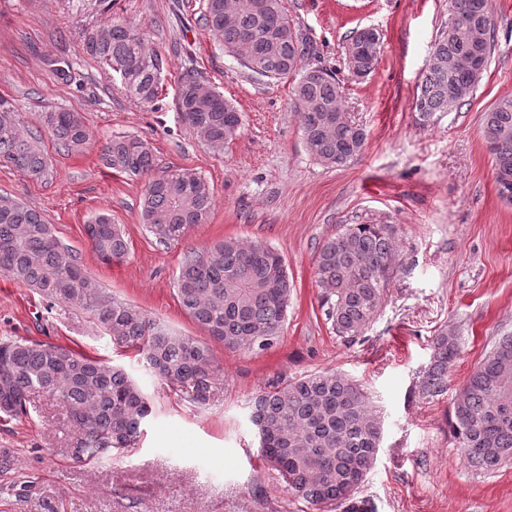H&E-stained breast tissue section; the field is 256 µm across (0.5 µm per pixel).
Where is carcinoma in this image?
Masks as SVG:
<instances>
[{
    "mask_svg": "<svg viewBox=\"0 0 512 512\" xmlns=\"http://www.w3.org/2000/svg\"><path fill=\"white\" fill-rule=\"evenodd\" d=\"M492 0H448V22L433 46V61L422 78L415 110L422 124L457 109L479 85L491 54ZM202 25L243 67L269 79L296 74L311 45L288 18L283 0H206ZM371 29L353 32L344 47L351 75L367 78L379 63L381 44L362 52ZM88 55L124 78L125 90L153 105L159 96L162 56L148 48L132 26L108 21L83 33ZM58 81L71 84L65 58L49 60ZM177 110L197 138L213 149L235 140L240 112L199 74L181 78ZM291 105L310 155L327 167H342L364 149L366 132L343 109L336 73L310 69L292 87ZM43 126L59 149L83 150L88 133L78 112L47 114ZM483 136L492 156L499 195L512 202V96L498 98L484 113ZM41 136L20 128L13 102L0 98V165L36 181L53 177ZM107 167L129 177L155 170L149 144L136 136H115L102 149ZM214 201L210 184L189 169L148 180L141 220L161 244L179 240L187 228L208 222ZM97 257L119 261L128 254L124 232L106 214L86 226ZM396 227L347 224L320 247L315 278L323 288L327 320L336 336L351 343L375 319L400 270ZM0 274L36 291L48 303H69L89 311L120 348L143 355L154 377L196 408L208 405L218 374L209 345L167 329L138 307L108 296L76 255L55 235L37 210L0 195ZM185 313L207 336L230 351L266 348L281 339L292 285L283 256L267 244L225 239L184 254L175 280ZM461 352L458 337L440 331L418 381L430 398L448 389V364ZM45 393L65 407L77 462L112 458L139 444L152 413L141 387L121 367L61 345L0 339V413L30 415L33 393ZM261 456L291 495L314 512H373L360 487L380 448L381 422L353 380L334 370L281 382L256 395L249 415ZM450 427L464 459L493 474L512 464V333L495 339L452 405Z\"/></svg>",
    "mask_w": 512,
    "mask_h": 512,
    "instance_id": "carcinoma-1",
    "label": "carcinoma"
}]
</instances>
